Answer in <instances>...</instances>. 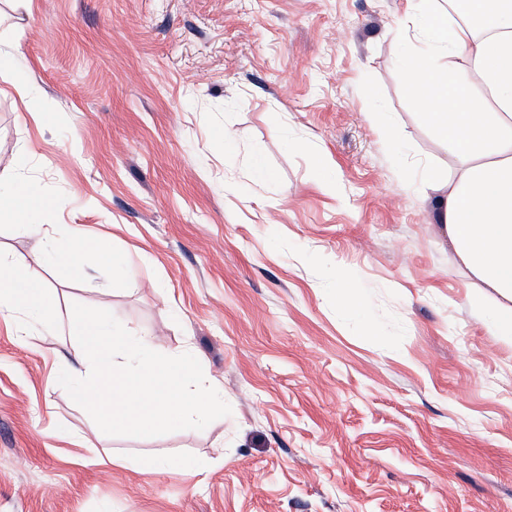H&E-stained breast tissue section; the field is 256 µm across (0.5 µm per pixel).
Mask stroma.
<instances>
[{"label": "stroma", "instance_id": "35a3bbf8", "mask_svg": "<svg viewBox=\"0 0 512 512\" xmlns=\"http://www.w3.org/2000/svg\"><path fill=\"white\" fill-rule=\"evenodd\" d=\"M407 4L0 0L29 89L0 93V183L126 258L77 283L0 222L55 298L0 317V512H512V341L422 187L452 171ZM75 302L190 349L231 414L104 434L58 383Z\"/></svg>", "mask_w": 512, "mask_h": 512}]
</instances>
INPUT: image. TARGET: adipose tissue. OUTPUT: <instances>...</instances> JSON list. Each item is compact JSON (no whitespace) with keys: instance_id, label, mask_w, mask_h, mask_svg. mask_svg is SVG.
Returning a JSON list of instances; mask_svg holds the SVG:
<instances>
[{"instance_id":"ef3b65f1","label":"adipose tissue","mask_w":512,"mask_h":512,"mask_svg":"<svg viewBox=\"0 0 512 512\" xmlns=\"http://www.w3.org/2000/svg\"><path fill=\"white\" fill-rule=\"evenodd\" d=\"M473 23L449 22L447 13L428 8L420 31L449 55L466 56L471 76L459 84L435 55H414L408 64L413 102L428 123L448 140L454 177L434 186L442 225L455 253L480 287L470 304L484 308L482 289L496 304L488 314L491 335L512 339V0H469ZM50 202L27 182L0 197V222L23 221ZM29 232L39 252L69 267L76 280L91 264L122 259L106 239L75 230L72 242L54 225L33 224ZM21 254L0 252V316L39 317L46 307V284L27 273Z\"/></svg>"}]
</instances>
